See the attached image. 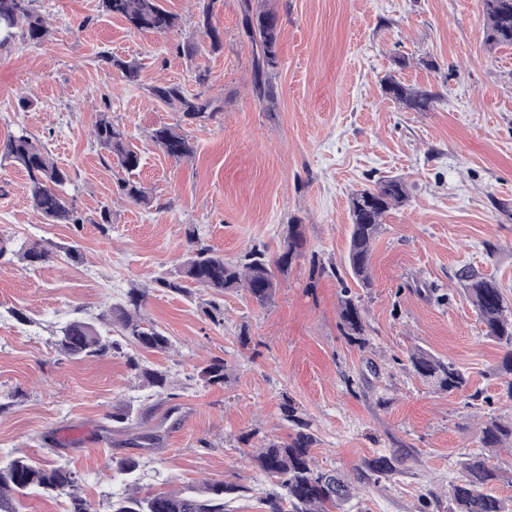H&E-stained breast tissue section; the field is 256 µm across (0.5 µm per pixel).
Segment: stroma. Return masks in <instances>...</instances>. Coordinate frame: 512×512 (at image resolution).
Returning <instances> with one entry per match:
<instances>
[{
  "label": "stroma",
  "mask_w": 512,
  "mask_h": 512,
  "mask_svg": "<svg viewBox=\"0 0 512 512\" xmlns=\"http://www.w3.org/2000/svg\"><path fill=\"white\" fill-rule=\"evenodd\" d=\"M161 2L181 17L167 34L131 30L100 0H35L47 40L0 47V141L23 130L39 140L69 170L86 219L47 223L24 171L0 164V456L67 462L94 512L122 489L112 478L121 456L140 458L141 493L221 481L241 487L228 512H266L276 484L253 455L287 441L293 414L318 467L360 478L347 512H446L461 461L483 451L484 423L512 419L504 351L460 277L470 268L493 278L512 302V46L486 44L483 0H265L281 28L271 109L252 90L242 0L215 6L218 53L197 27V0ZM185 44L193 56L179 53ZM104 50L135 62L139 84L102 63ZM391 77L435 94L433 108L391 100ZM165 81L217 99L219 111L180 122L148 92ZM104 112L139 153L152 208L118 200L122 171L91 135ZM177 122L196 149L183 161L149 138ZM392 178L409 198L385 217L372 285L361 288L346 266L348 199ZM105 205L106 231L95 223ZM292 224L306 244L268 305L152 285L174 274L190 239L228 259L255 246L274 255ZM34 240L54 255L31 266L17 249ZM71 243L79 262L59 251ZM139 286L149 289L142 315L172 339L142 355L167 372L166 397L150 395L123 355L78 360L55 344L60 327L96 320ZM347 290L363 311L362 346L340 325ZM213 303L223 324L207 315ZM418 347L454 363L465 387L440 392L415 375ZM214 359L224 382L203 385L199 371ZM119 407L127 424L112 420ZM156 431L161 451L134 445ZM381 456L398 458L391 475L372 473Z\"/></svg>",
  "instance_id": "35a3bbf8"
}]
</instances>
